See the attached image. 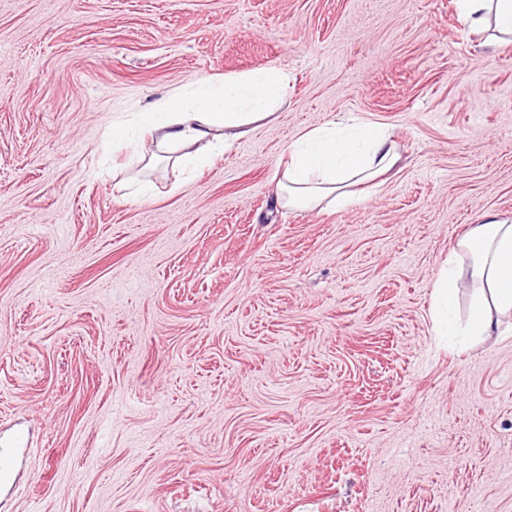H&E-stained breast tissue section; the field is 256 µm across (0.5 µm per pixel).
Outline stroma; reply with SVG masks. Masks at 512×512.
I'll list each match as a JSON object with an SVG mask.
<instances>
[{"mask_svg":"<svg viewBox=\"0 0 512 512\" xmlns=\"http://www.w3.org/2000/svg\"><path fill=\"white\" fill-rule=\"evenodd\" d=\"M491 36L454 0H0V512H512V334L432 321L460 233L512 224ZM270 67L285 101L194 175L104 142ZM342 117L398 165L278 207L284 147Z\"/></svg>","mask_w":512,"mask_h":512,"instance_id":"obj_1","label":"stroma"}]
</instances>
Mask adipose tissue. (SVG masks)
Instances as JSON below:
<instances>
[{"instance_id":"adipose-tissue-1","label":"adipose tissue","mask_w":512,"mask_h":512,"mask_svg":"<svg viewBox=\"0 0 512 512\" xmlns=\"http://www.w3.org/2000/svg\"><path fill=\"white\" fill-rule=\"evenodd\" d=\"M469 32L495 25L512 35V0H455ZM288 73L258 69L221 79H207L191 90L172 92L158 107L134 113L132 121H113L106 137L127 138L130 128L157 136L165 160L187 164L208 162V154H185L187 146L206 142L211 152L223 150L226 138L266 117L288 91ZM286 163L276 172V199L289 210L320 206L342 208L356 201L355 185L374 181L389 170L398 156L391 134L384 128L357 121H331L306 131L284 150ZM471 258L476 282L469 331L489 335L497 314L512 312V224L495 219L471 227L459 242ZM458 288L454 269H445L432 293V318L437 333L453 329V302Z\"/></svg>"}]
</instances>
